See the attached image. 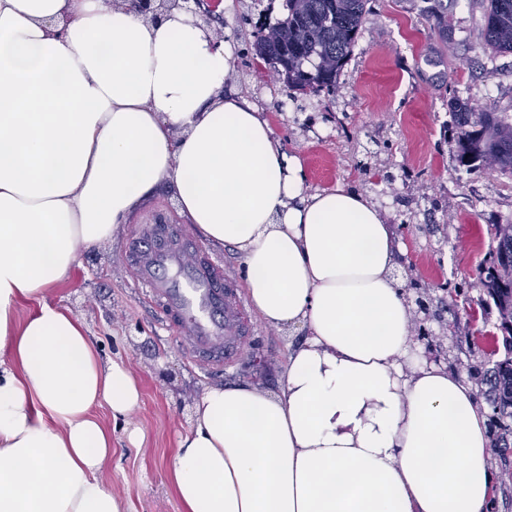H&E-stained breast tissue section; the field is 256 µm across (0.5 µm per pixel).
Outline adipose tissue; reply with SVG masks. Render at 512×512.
I'll return each mask as SVG.
<instances>
[{"label":"adipose tissue","instance_id":"ef3b65f1","mask_svg":"<svg viewBox=\"0 0 512 512\" xmlns=\"http://www.w3.org/2000/svg\"><path fill=\"white\" fill-rule=\"evenodd\" d=\"M212 42L179 9L0 0V512H129L98 411L129 416L138 386L47 294L163 186L238 251L260 319L307 331L277 390H204L169 466L183 512H488L487 418L420 363L384 213L305 193Z\"/></svg>","mask_w":512,"mask_h":512}]
</instances>
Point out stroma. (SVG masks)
I'll return each instance as SVG.
<instances>
[{"label":"stroma","instance_id":"35a3bbf8","mask_svg":"<svg viewBox=\"0 0 512 512\" xmlns=\"http://www.w3.org/2000/svg\"><path fill=\"white\" fill-rule=\"evenodd\" d=\"M262 10L258 0H226L224 33L236 46L233 82L249 86L284 149L300 158L306 191L340 183L356 188L407 243L398 279L413 275L435 299L450 284L477 296L476 267L490 246L486 226L512 216V175L459 170L445 123L453 93L472 106L491 103L512 113V54L479 50L481 0H371L335 92L303 101L258 77L251 65L252 31ZM435 12L446 16L445 32L434 30ZM379 159L392 182L357 177L358 164ZM160 213H179L164 188L95 250L94 261L81 262L48 296L86 326L102 359L123 361L137 382L134 413L111 420L112 457L102 472L133 512H182L167 469L203 389L258 382L276 390L289 348L306 334L257 319L243 345L265 356L263 369L248 367L243 356L230 366L201 362L167 326L161 306L136 286L131 240L138 225L154 223ZM428 217L451 225L448 242L418 231Z\"/></svg>","mask_w":512,"mask_h":512}]
</instances>
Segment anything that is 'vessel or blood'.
Listing matches in <instances>:
<instances>
[{"label":"vessel or blood","mask_w":512,"mask_h":512,"mask_svg":"<svg viewBox=\"0 0 512 512\" xmlns=\"http://www.w3.org/2000/svg\"><path fill=\"white\" fill-rule=\"evenodd\" d=\"M136 238L137 283L163 302L173 332L210 363H232L249 324L219 264L184 245L169 224L143 225Z\"/></svg>","instance_id":"vessel-or-blood-1"}]
</instances>
